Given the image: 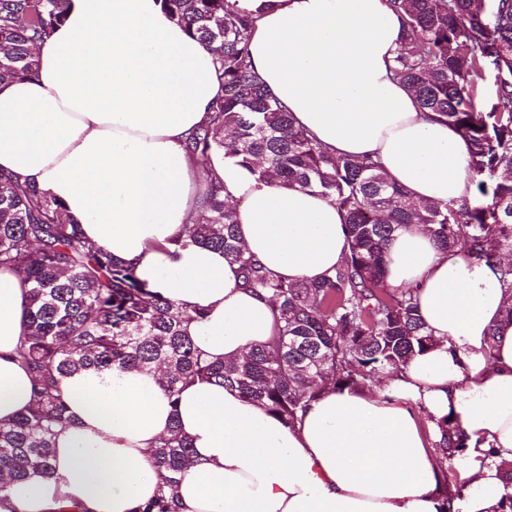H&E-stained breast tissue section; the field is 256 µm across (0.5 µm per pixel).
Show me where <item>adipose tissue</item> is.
<instances>
[{
	"mask_svg": "<svg viewBox=\"0 0 512 512\" xmlns=\"http://www.w3.org/2000/svg\"><path fill=\"white\" fill-rule=\"evenodd\" d=\"M238 5L255 15L253 70L296 126L337 155L373 157L415 201L471 195L466 142L393 76L406 31L388 0ZM34 54L35 77L0 84V171L134 263L182 307L204 357L241 359L279 327L238 266L187 238L209 183L223 185L243 248L277 276L316 279L344 261L335 204L258 180L230 149L187 152L224 85L216 53L160 0H73ZM385 262L388 286L416 289L435 341L406 383L328 390L288 425L221 384H187L174 404L158 372H81L60 384L69 422L54 436L51 476L0 492V512H144L159 486L150 452L174 425L193 446L179 512H496L512 495V295L492 267L415 226L388 242ZM29 289L0 268L2 422L35 404L17 356ZM447 417L465 435L461 491L437 448Z\"/></svg>",
	"mask_w": 512,
	"mask_h": 512,
	"instance_id": "adipose-tissue-1",
	"label": "adipose tissue"
}]
</instances>
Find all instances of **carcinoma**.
<instances>
[{"label":"carcinoma","mask_w":512,"mask_h":512,"mask_svg":"<svg viewBox=\"0 0 512 512\" xmlns=\"http://www.w3.org/2000/svg\"><path fill=\"white\" fill-rule=\"evenodd\" d=\"M403 12L406 38L395 59L396 79L419 108L456 127L489 197L452 205L416 203L370 157L336 155L294 125L292 115L253 74L249 54L252 14L234 0H161L166 12L218 54L224 95L188 138L196 153L225 146L258 177L275 186L310 189L336 204L348 226L342 264L316 280L288 282L270 273L240 245L224 187L212 185L204 214L188 239L224 251L239 266L245 287L278 311L277 336L243 359L212 362L185 334L184 313L152 293L133 263L89 245L62 205L28 182L0 173V267L30 283L27 336L17 355L35 381L36 405L0 422V491L32 473L51 470L55 429L67 424L59 383L85 371L162 372L177 405L181 385L224 384L293 424L328 388L357 389L399 378L411 358L433 345L411 288L384 280V249L399 230L418 225L446 251L458 247L497 268L512 289V0H390ZM71 0H0V83L30 78L33 46L61 24ZM492 78L479 104L478 79ZM473 227L465 239L462 227ZM443 457L462 455L457 422L439 424ZM192 445L172 428L153 451L161 480L146 512H178L176 487L191 464Z\"/></svg>","instance_id":"carcinoma-1"}]
</instances>
